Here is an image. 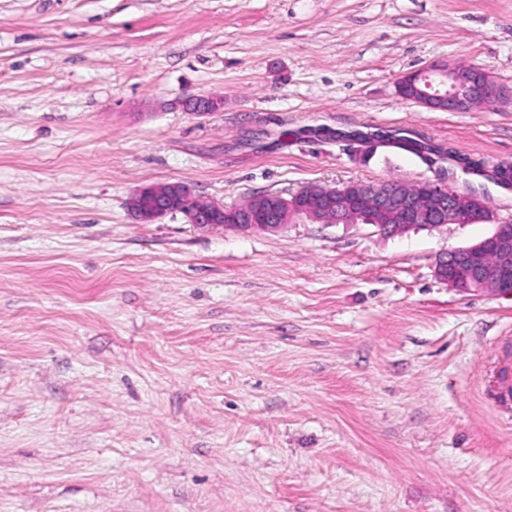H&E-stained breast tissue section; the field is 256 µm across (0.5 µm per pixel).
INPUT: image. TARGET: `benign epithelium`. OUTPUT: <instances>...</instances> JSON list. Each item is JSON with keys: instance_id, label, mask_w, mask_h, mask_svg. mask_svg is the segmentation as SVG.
Listing matches in <instances>:
<instances>
[{"instance_id": "benign-epithelium-1", "label": "benign epithelium", "mask_w": 512, "mask_h": 512, "mask_svg": "<svg viewBox=\"0 0 512 512\" xmlns=\"http://www.w3.org/2000/svg\"><path fill=\"white\" fill-rule=\"evenodd\" d=\"M433 71L446 77L439 83L417 73L414 78L423 82V104L432 110L467 112L478 105L498 100L502 89L488 80L486 72L479 67H451L438 65ZM222 101L211 96H199L189 100V110L198 116L209 115L220 109ZM303 192L293 195L291 200L283 199L268 206L269 220L266 224H253L250 217H237L240 229L275 231L282 227V208L287 207L310 220L320 219L322 210L311 199H299ZM150 198V204L134 210L137 220L152 224L168 213L178 210L176 203L191 196V189L182 182H171L163 186H148L137 192V197ZM373 199L376 207L389 215L396 223L380 229L387 235L407 233L417 229H436L450 221L458 224H479L488 222L485 216H474L468 207L469 196H460L434 183H427L425 203L402 192L390 182L379 185L353 182L322 193L325 205L339 213L349 210L356 199ZM188 222L197 226H224V208L213 205L207 210L187 211ZM494 253V260H483L486 251ZM436 276L459 291L469 292L490 290L512 296V224H497L493 233L482 241L454 249L440 256L435 264Z\"/></svg>"}]
</instances>
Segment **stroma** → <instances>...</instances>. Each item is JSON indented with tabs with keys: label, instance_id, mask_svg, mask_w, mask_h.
<instances>
[{
	"label": "stroma",
	"instance_id": "35a3bbf8",
	"mask_svg": "<svg viewBox=\"0 0 512 512\" xmlns=\"http://www.w3.org/2000/svg\"><path fill=\"white\" fill-rule=\"evenodd\" d=\"M436 64L503 94H399ZM504 162L512 0H0V512H512V296L435 275L512 221ZM175 181L227 207L433 182L495 221L138 223ZM432 71L441 77L436 85L421 73L414 75V78L422 81L425 87L423 104L432 110L467 112L475 106L493 103L502 94L499 85L488 80L486 72L479 67L438 65L434 66ZM443 75L447 79V85L442 78ZM421 89V84L412 82L402 84L398 88L402 97L413 101H422Z\"/></svg>",
	"mask_w": 512,
	"mask_h": 512
}]
</instances>
